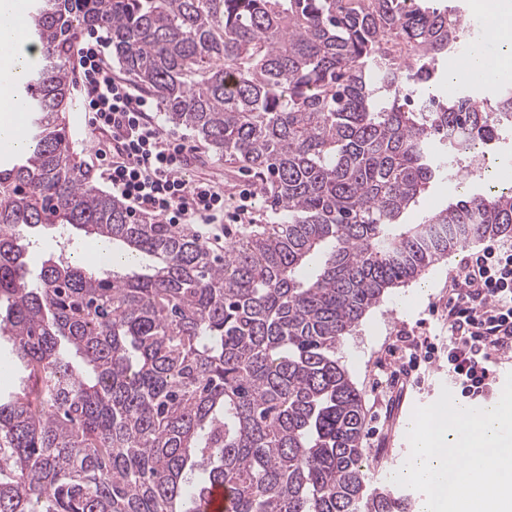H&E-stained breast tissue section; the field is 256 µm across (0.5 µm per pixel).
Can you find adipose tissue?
<instances>
[{
  "mask_svg": "<svg viewBox=\"0 0 512 512\" xmlns=\"http://www.w3.org/2000/svg\"><path fill=\"white\" fill-rule=\"evenodd\" d=\"M25 20L24 0H0V144L8 147L21 143L14 89L24 68L33 66L38 57L22 48Z\"/></svg>",
  "mask_w": 512,
  "mask_h": 512,
  "instance_id": "ef3b65f1",
  "label": "adipose tissue"
}]
</instances>
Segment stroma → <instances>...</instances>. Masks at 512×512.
Returning a JSON list of instances; mask_svg holds the SVG:
<instances>
[{"label":"stroma","instance_id":"35a3bbf8","mask_svg":"<svg viewBox=\"0 0 512 512\" xmlns=\"http://www.w3.org/2000/svg\"><path fill=\"white\" fill-rule=\"evenodd\" d=\"M189 142L198 148L190 165V178L206 177L222 185L224 209L233 211L238 190L255 188V178L237 164L212 153L197 137H190ZM493 153L484 175L465 178L460 184L451 180L434 184L419 206L408 214V222H417L426 211L446 204L450 198L484 192L492 183L503 180L512 183V127L500 131ZM97 241L94 235L81 234L69 240L50 230L42 232L30 239L26 250L28 266L31 272H39L43 261L53 254L78 262ZM468 254L465 248L455 251L418 281L394 289L365 315L341 350V362L362 396L367 474L372 486L392 488L391 474L408 458L406 428L413 406L434 400L448 383V326L437 318L434 309L447 302L448 281ZM407 332L431 337L439 348V356L428 366L424 381L405 389L391 377L393 359L387 350Z\"/></svg>","mask_w":512,"mask_h":512}]
</instances>
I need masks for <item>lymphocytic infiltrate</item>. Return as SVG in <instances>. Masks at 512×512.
<instances>
[{"label": "lymphocytic infiltrate", "instance_id": "1", "mask_svg": "<svg viewBox=\"0 0 512 512\" xmlns=\"http://www.w3.org/2000/svg\"><path fill=\"white\" fill-rule=\"evenodd\" d=\"M109 40L90 34L78 53L84 104L95 125L111 142L95 161L113 193L168 224L204 223L205 241L221 242L223 222L253 221L251 196L239 191L233 212L224 210V191L213 181L181 175L190 145L165 133L156 105L137 95L112 73ZM441 320L448 324V379L463 401L487 397L495 383L493 368L512 358V245L491 244L470 253L451 278Z\"/></svg>", "mask_w": 512, "mask_h": 512}]
</instances>
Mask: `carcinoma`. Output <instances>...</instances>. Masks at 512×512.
Here are the masks:
<instances>
[{
  "label": "carcinoma",
  "mask_w": 512,
  "mask_h": 512,
  "mask_svg": "<svg viewBox=\"0 0 512 512\" xmlns=\"http://www.w3.org/2000/svg\"><path fill=\"white\" fill-rule=\"evenodd\" d=\"M101 28L164 120L258 179L274 221L218 255L136 220L77 165L59 113ZM440 0H33L28 148L0 163V512H412L368 488L363 408L337 353L367 312L465 245L512 234V186L404 215L448 178V128L512 125L439 96L460 38ZM96 234L124 273L49 259L27 236ZM199 512H226L229 510L227 494L222 485H213L200 500Z\"/></svg>",
  "instance_id": "cac0c4a2"
}]
</instances>
